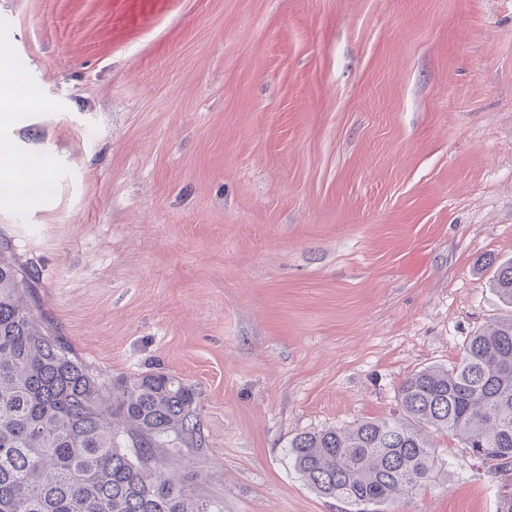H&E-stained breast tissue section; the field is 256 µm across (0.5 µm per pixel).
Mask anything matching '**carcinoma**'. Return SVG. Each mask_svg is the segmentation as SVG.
Returning a JSON list of instances; mask_svg holds the SVG:
<instances>
[{"label":"carcinoma","mask_w":512,"mask_h":512,"mask_svg":"<svg viewBox=\"0 0 512 512\" xmlns=\"http://www.w3.org/2000/svg\"><path fill=\"white\" fill-rule=\"evenodd\" d=\"M512 306V258L486 256ZM30 273L0 252V512H222L156 466L196 435L198 394L162 371L108 388L72 350L35 325ZM399 416L294 437L287 454L344 512H388L444 465L453 437L493 473L512 470V316L467 337L459 362L411 374Z\"/></svg>","instance_id":"carcinoma-1"}]
</instances>
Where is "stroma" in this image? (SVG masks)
Listing matches in <instances>:
<instances>
[{
  "label": "stroma",
  "mask_w": 512,
  "mask_h": 512,
  "mask_svg": "<svg viewBox=\"0 0 512 512\" xmlns=\"http://www.w3.org/2000/svg\"><path fill=\"white\" fill-rule=\"evenodd\" d=\"M0 249L37 324L103 384L199 394L161 470L224 512H341L298 434L393 414L504 315L512 0H0ZM391 512H506L457 441ZM478 265L493 270L492 288L505 304L512 307V258L499 260L489 255L480 259Z\"/></svg>",
  "instance_id": "35a3bbf8"
}]
</instances>
